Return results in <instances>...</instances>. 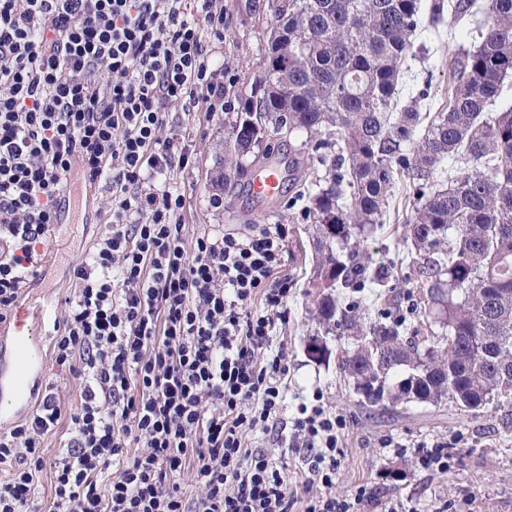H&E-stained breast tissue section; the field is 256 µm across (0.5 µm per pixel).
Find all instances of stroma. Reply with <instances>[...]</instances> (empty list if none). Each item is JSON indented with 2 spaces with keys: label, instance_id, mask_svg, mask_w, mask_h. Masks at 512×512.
<instances>
[{
  "label": "stroma",
  "instance_id": "stroma-1",
  "mask_svg": "<svg viewBox=\"0 0 512 512\" xmlns=\"http://www.w3.org/2000/svg\"><path fill=\"white\" fill-rule=\"evenodd\" d=\"M226 30L223 41H210L212 57L236 82H252L260 72V58L271 26L266 0H220ZM479 20L466 16L446 19L439 34L417 38L411 71L400 91L401 102H409L420 91H427L426 106L448 102L449 62L447 45L470 46L477 35ZM227 113L214 112L204 98L193 104L172 105L166 110L160 131L164 138H188L193 142L195 163L175 174L174 179L186 197L182 213L183 233L194 238L205 231L242 232L253 224H282L287 229L283 271L295 281L288 299V313L277 323L273 336L288 360V393L311 397L321 391L324 406L342 414L347 423L337 457L340 465L331 489L339 497L354 496L366 489L376 496L365 512H380L391 503L403 512H512V434L503 433L497 414L473 418L455 407H433L408 403L394 410L363 406L351 384L344 380L336 360L320 364L311 361L306 344L317 329L309 312L310 297L305 294L312 268L313 240L302 220V202L295 199V188L284 186L275 205L255 208L248 193L222 195L220 206L211 203L207 183L215 169V159L224 153V124ZM72 181L86 195V207L78 209L73 223L60 225L69 260L48 269L50 302L64 303L72 297L74 264L81 262L94 239L108 232L111 221L110 195L106 185L86 186L81 170H74ZM411 207L404 195L390 204L385 222L391 233L362 241L360 251L376 263L396 265L394 284L402 296L414 288L400 265L407 247L397 231L409 216ZM248 447L268 449L288 473L290 489L302 512L307 499L318 494V484L303 473L302 459L289 451L275 436L257 431L244 434ZM441 441L455 463L449 470L426 472L418 468L415 455L419 446Z\"/></svg>",
  "mask_w": 512,
  "mask_h": 512
}]
</instances>
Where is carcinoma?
Instances as JSON below:
<instances>
[{"label":"carcinoma","mask_w":512,"mask_h":512,"mask_svg":"<svg viewBox=\"0 0 512 512\" xmlns=\"http://www.w3.org/2000/svg\"><path fill=\"white\" fill-rule=\"evenodd\" d=\"M275 24L261 71L226 109L222 172L232 192L270 159L271 142L307 135L288 177L309 205L312 272L335 270L313 295L324 335L347 339L341 373L361 404L451 403L500 414L512 432V106L495 110L512 77V0H489L478 41L450 58L448 106L401 104L404 64L419 33L472 12V0H267ZM412 199L403 243L408 279L435 320L393 317L394 267L356 251L384 228L393 189ZM369 289L371 311L345 289Z\"/></svg>","instance_id":"1"}]
</instances>
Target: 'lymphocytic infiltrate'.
Returning <instances> with one entry per match:
<instances>
[{
  "label": "lymphocytic infiltrate",
  "mask_w": 512,
  "mask_h": 512,
  "mask_svg": "<svg viewBox=\"0 0 512 512\" xmlns=\"http://www.w3.org/2000/svg\"><path fill=\"white\" fill-rule=\"evenodd\" d=\"M224 28L217 0H0L1 321L38 276L73 169L112 194L52 346L79 400L49 382L0 431V512H24L47 465L54 512H292L284 466L246 446L249 430L307 449L323 491L303 512H361L368 497L331 493L343 415L317 392L287 411L273 344L294 287L283 225L183 235L174 174L193 151L160 130L169 105L201 95L223 109L224 69L201 32L220 41Z\"/></svg>",
  "instance_id": "obj_1"
}]
</instances>
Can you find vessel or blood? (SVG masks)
I'll return each mask as SVG.
<instances>
[{
    "instance_id": "obj_1",
    "label": "vessel or blood",
    "mask_w": 512,
    "mask_h": 512,
    "mask_svg": "<svg viewBox=\"0 0 512 512\" xmlns=\"http://www.w3.org/2000/svg\"><path fill=\"white\" fill-rule=\"evenodd\" d=\"M279 171L268 166L249 182V194L263 203L279 197ZM52 309L40 298H25L14 316L0 322V352L9 351L8 367H0V425L11 422L25 411L36 387L42 382L41 329Z\"/></svg>"
}]
</instances>
